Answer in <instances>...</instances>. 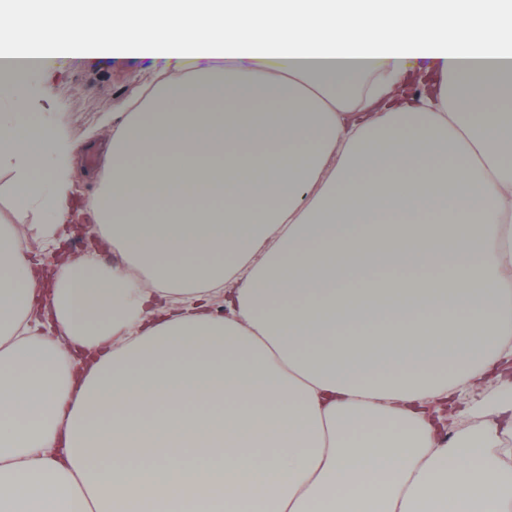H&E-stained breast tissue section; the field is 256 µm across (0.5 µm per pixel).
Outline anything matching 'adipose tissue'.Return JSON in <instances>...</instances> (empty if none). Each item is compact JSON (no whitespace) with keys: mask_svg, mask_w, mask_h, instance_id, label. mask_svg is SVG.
I'll list each match as a JSON object with an SVG mask.
<instances>
[{"mask_svg":"<svg viewBox=\"0 0 512 512\" xmlns=\"http://www.w3.org/2000/svg\"><path fill=\"white\" fill-rule=\"evenodd\" d=\"M48 47L158 79L90 204L121 264L0 224V512H512V0H0ZM3 102L58 245L78 150Z\"/></svg>","mask_w":512,"mask_h":512,"instance_id":"adipose-tissue-1","label":"adipose tissue"}]
</instances>
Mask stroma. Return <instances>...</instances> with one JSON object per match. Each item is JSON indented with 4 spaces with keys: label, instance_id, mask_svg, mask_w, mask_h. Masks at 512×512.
Wrapping results in <instances>:
<instances>
[{
    "label": "stroma",
    "instance_id": "1",
    "mask_svg": "<svg viewBox=\"0 0 512 512\" xmlns=\"http://www.w3.org/2000/svg\"><path fill=\"white\" fill-rule=\"evenodd\" d=\"M155 68L144 60L132 68L112 66L110 62L81 61L67 58L44 78L24 77L23 87L49 82L53 87L50 99L33 97L31 109L45 113L48 120H60L72 142L79 148L83 173L73 184L75 202L88 200L101 188L106 178L104 162L96 153L102 139L112 133V107L140 85L153 80Z\"/></svg>",
    "mask_w": 512,
    "mask_h": 512
}]
</instances>
